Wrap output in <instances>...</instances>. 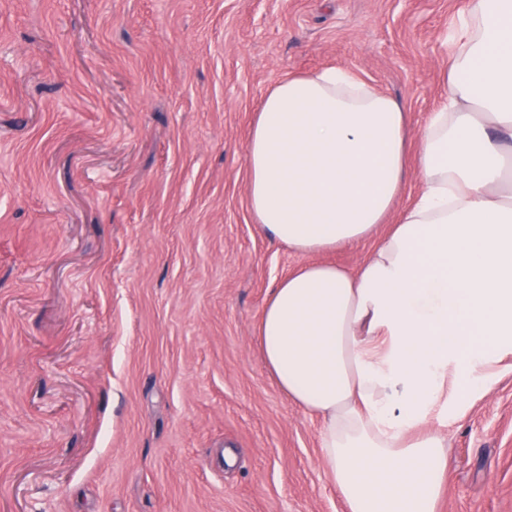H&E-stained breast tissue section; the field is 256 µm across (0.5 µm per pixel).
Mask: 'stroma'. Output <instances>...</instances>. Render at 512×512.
<instances>
[{
  "instance_id": "stroma-1",
  "label": "stroma",
  "mask_w": 512,
  "mask_h": 512,
  "mask_svg": "<svg viewBox=\"0 0 512 512\" xmlns=\"http://www.w3.org/2000/svg\"><path fill=\"white\" fill-rule=\"evenodd\" d=\"M461 6L0 0V512H342L255 328L374 243L264 231L249 130L284 73L353 72L406 116L411 204ZM445 432L439 512H512V368Z\"/></svg>"
}]
</instances>
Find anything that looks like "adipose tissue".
<instances>
[{"label":"adipose tissue","instance_id":"ef3b65f1","mask_svg":"<svg viewBox=\"0 0 512 512\" xmlns=\"http://www.w3.org/2000/svg\"><path fill=\"white\" fill-rule=\"evenodd\" d=\"M445 81L402 209L405 115L348 72L286 73L249 133V205L275 239L311 254L389 226L357 271L282 279L257 326L279 387L322 422L343 512H437L448 442L429 422L512 360V0H466Z\"/></svg>","mask_w":512,"mask_h":512}]
</instances>
